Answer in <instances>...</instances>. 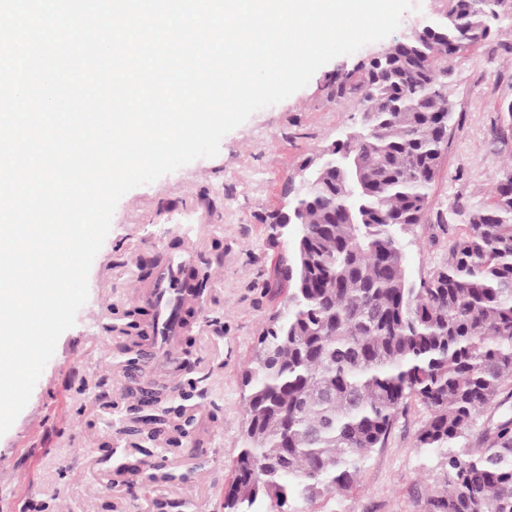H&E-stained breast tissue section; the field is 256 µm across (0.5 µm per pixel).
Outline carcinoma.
Segmentation results:
<instances>
[{
	"label": "carcinoma",
	"instance_id": "carcinoma-1",
	"mask_svg": "<svg viewBox=\"0 0 512 512\" xmlns=\"http://www.w3.org/2000/svg\"><path fill=\"white\" fill-rule=\"evenodd\" d=\"M512 0H447L431 22L336 81L360 126L288 180L300 233L288 315L271 320L242 377L246 427L224 512H270L351 489L416 399L419 448L446 490L429 512H512V418L460 446L477 414L512 398V164L448 261L408 277L402 233L422 224L448 149L452 62L487 40ZM497 139L512 138V101Z\"/></svg>",
	"mask_w": 512,
	"mask_h": 512
}]
</instances>
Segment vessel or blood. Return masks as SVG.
<instances>
[{
    "instance_id": "1",
    "label": "vessel or blood",
    "mask_w": 512,
    "mask_h": 512,
    "mask_svg": "<svg viewBox=\"0 0 512 512\" xmlns=\"http://www.w3.org/2000/svg\"><path fill=\"white\" fill-rule=\"evenodd\" d=\"M193 253L185 251L170 258L157 272L147 295L151 320L145 338V361L148 366L162 369L172 360V349L182 325L179 306L194 294L186 272L195 266Z\"/></svg>"
}]
</instances>
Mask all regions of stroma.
<instances>
[{"label":"stroma","mask_w":512,"mask_h":512,"mask_svg":"<svg viewBox=\"0 0 512 512\" xmlns=\"http://www.w3.org/2000/svg\"><path fill=\"white\" fill-rule=\"evenodd\" d=\"M444 0H413L396 31L322 66L282 102L254 112L225 135L217 156L199 158L119 201L110 231L88 276L89 296L74 326L59 338L31 398L0 436V512H224V492L245 428L242 372L272 317L286 314L291 287L282 275L293 259L296 225L275 230L287 213L284 185L301 163L341 139L359 117L355 99L331 97V79L353 72L406 38ZM449 95L456 112L448 150L432 186L430 218L407 234L411 279L448 258L453 237L486 205L512 142L496 139L499 107L512 100V21L453 64ZM452 213L437 223L435 213ZM198 257L199 324L176 344L168 401L188 424L179 446L166 437L130 433L138 400L127 339L120 330L142 309L148 283L169 253ZM429 416L410 401L399 411L384 447L375 449L348 491L289 512H429L443 487L438 457L417 447ZM155 469L122 467L140 449Z\"/></svg>","instance_id":"35a3bbf8"}]
</instances>
